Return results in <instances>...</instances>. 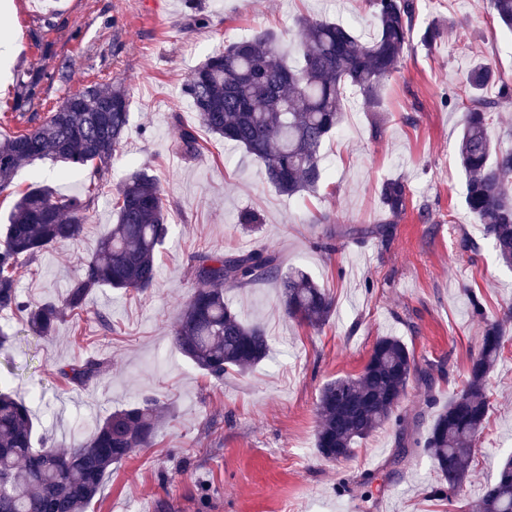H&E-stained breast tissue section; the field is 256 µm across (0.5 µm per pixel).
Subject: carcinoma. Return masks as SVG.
I'll use <instances>...</instances> for the list:
<instances>
[{
  "label": "carcinoma",
  "mask_w": 512,
  "mask_h": 512,
  "mask_svg": "<svg viewBox=\"0 0 512 512\" xmlns=\"http://www.w3.org/2000/svg\"><path fill=\"white\" fill-rule=\"evenodd\" d=\"M377 35L362 42L352 30L327 19L300 17L298 56L289 61L278 38L265 31L231 41L209 56L188 77L184 93L210 134L241 147L262 165L264 179L278 193L294 197L314 193L324 177L321 148L343 120L347 90L358 91L368 109L380 107L384 83L396 71L409 45L414 0H369ZM498 21L512 29V0H489ZM496 81L494 71L476 61L468 72V95L461 100L462 131L458 147L466 175L465 204L479 224L488 225L494 251L512 268V146L493 141L490 127L502 104L512 101V86L503 83L494 97L484 95ZM79 108L63 103L38 124L14 136L0 137V192L36 160L89 167L107 179L116 151L130 125L129 99L110 83L79 90ZM175 150L184 158L199 155L201 141L191 128L179 129ZM409 188L389 179L380 189L393 217L407 204ZM91 199L57 195L44 185L19 194L8 223L0 228V311L25 314L29 328L50 335L68 313L83 310L98 288L143 292L157 276L156 253L169 233L165 199L156 176L142 168L120 184L116 223L95 254L70 283L62 304L23 303L17 273L43 251L72 242L82 231ZM277 253L256 249L230 256L198 251L191 269L196 289L177 320L174 342L197 368L221 381L263 362L270 343L257 323L243 321L224 300V289L273 278L288 317L312 327L325 325L335 312L334 296L306 272L281 271ZM472 313L484 321L478 354L472 358L462 388L442 407L424 434L400 432L401 452L423 453L441 477L433 496L453 500L468 478L473 447L488 416L486 385L501 357V323L485 319L472 298ZM102 363L87 358L60 369L61 376L83 386L95 380ZM431 392L434 365L419 366L415 354L396 336H383L356 377L324 386L317 403L315 447L330 462L347 458L353 446L380 426L401 423L399 408L411 379ZM170 407L155 397L114 411L85 440L57 448L42 440L34 445L29 407L0 390V512H87L102 492L112 466L136 449L149 446L159 421ZM473 512H512V456L485 487Z\"/></svg>",
  "instance_id": "obj_1"
}]
</instances>
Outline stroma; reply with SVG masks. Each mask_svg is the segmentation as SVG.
<instances>
[{
  "instance_id": "stroma-1",
  "label": "stroma",
  "mask_w": 512,
  "mask_h": 512,
  "mask_svg": "<svg viewBox=\"0 0 512 512\" xmlns=\"http://www.w3.org/2000/svg\"><path fill=\"white\" fill-rule=\"evenodd\" d=\"M204 2L209 23L198 29L185 0H0L1 135L30 128L94 82L121 85L131 112L101 186L90 170L38 162L17 172L11 193L0 194V225L17 193L34 184L94 197L76 241L19 270L22 299H63L115 222L118 186L138 168L158 178L171 226L147 292L97 289L48 337L34 334L24 315L0 313V329L10 335L0 348V385L26 402L38 434L66 445L142 398L172 403L174 414L160 423L153 445L113 467L94 512H470L512 454V327L489 378V415L456 501L433 496L440 477L427 456L399 464L393 456L400 430L427 431L465 379L481 336L472 297L491 320L512 307V269L466 210L456 102L478 58L512 84V32L487 0H416L410 45L385 84L381 111H367L348 90L340 130L321 149L323 183L316 193L289 198L240 148L209 133L201 135L198 158L175 152L180 126L199 123L183 85L224 42L267 30L283 49H294L301 16L343 22L364 41L377 33L374 14L367 0ZM435 21L444 34L425 44L421 34ZM65 60L70 76L61 83L53 75ZM30 73L42 80L29 98L22 82ZM393 178L410 189L397 217L380 198L382 183ZM246 210L259 214L260 224H240ZM325 241L332 250L322 249ZM202 248L275 251L284 268L302 269L328 288L336 311L313 329L284 314L275 280L227 289L225 300L242 320L264 328L271 349L253 371L215 380L173 344L181 309L199 286L190 257ZM104 317L110 328L101 326ZM382 336L400 337L418 362L439 367L435 391L411 382L400 410L404 428L385 425L349 459L324 460L315 448L319 392L358 375ZM90 356L104 364L95 381L82 387L60 376L61 366ZM367 473L374 480L366 492Z\"/></svg>"
}]
</instances>
